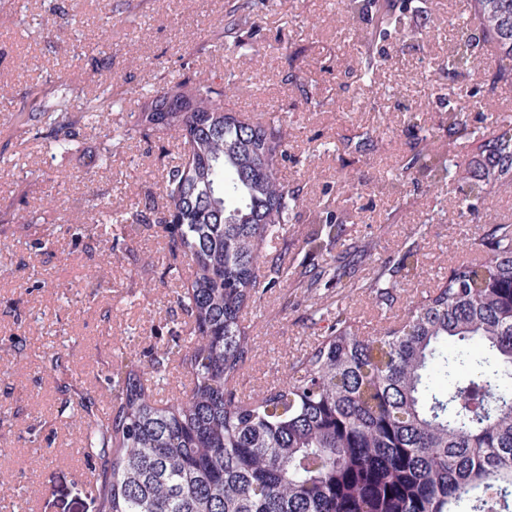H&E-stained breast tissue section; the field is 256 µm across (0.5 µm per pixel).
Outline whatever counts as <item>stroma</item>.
<instances>
[{
  "label": "stroma",
  "mask_w": 512,
  "mask_h": 512,
  "mask_svg": "<svg viewBox=\"0 0 512 512\" xmlns=\"http://www.w3.org/2000/svg\"><path fill=\"white\" fill-rule=\"evenodd\" d=\"M245 3L0 0V512H96L81 399L107 410L113 367L130 361L147 371L164 351L186 349L176 297L192 277L167 275L163 231H117L95 209L141 201L157 191L161 161L179 158L178 139L164 132L128 141L111 169L98 166L105 133L118 118L140 115L153 87L222 79L225 108L253 121L277 116L288 133L278 177L303 199L286 226L291 273L260 288L242 313L251 353L236 379L240 396L277 384L337 312L359 334H376L450 269L481 261L474 242L490 230L486 214L512 224L511 183L468 195L478 176L471 160L497 133L482 79L448 71L470 0H433L414 33L383 36L377 12L388 0L351 21L337 0H266L250 7L240 49L224 23ZM364 50L386 60L371 82L359 77ZM62 78L78 89L74 110L106 89L121 109H99L78 148L54 155L22 127ZM452 83L479 141L462 145L448 134ZM420 150L455 156L456 180L406 172ZM348 198L357 201L349 214ZM330 214L347 242L372 246L358 278L407 256L392 299L305 287L309 264L332 258L308 246Z\"/></svg>",
  "instance_id": "1"
}]
</instances>
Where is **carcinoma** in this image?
<instances>
[{
    "mask_svg": "<svg viewBox=\"0 0 512 512\" xmlns=\"http://www.w3.org/2000/svg\"><path fill=\"white\" fill-rule=\"evenodd\" d=\"M466 31L482 34L496 59L492 95L512 93V0H472ZM464 49L448 62L470 74ZM71 88L28 120L41 125L54 154L78 146L94 114L65 118ZM224 88L161 87L133 124L104 134L98 166L113 148L162 129L181 137L178 162L162 167L159 199L98 213L123 227H171L170 278L178 259L195 278L177 298L190 320L180 365L192 387L173 403L157 400L135 365L112 372L109 411L81 401L93 417L84 448L97 462L90 494L97 512H512V224L496 223L476 246L482 262L461 264L378 336L336 322L276 385L253 397L235 383L248 359L242 310L261 280L288 278L274 252L284 241L300 189L277 177L287 155L280 119L265 125L224 111ZM497 135L481 151L490 192L512 182V115L493 102ZM448 131L475 137L466 107L448 103ZM407 167L427 179L455 180L451 156L418 152ZM344 229L327 224L316 248L329 250ZM384 265L351 288L388 295ZM345 266L311 271L308 287L340 285Z\"/></svg>",
    "mask_w": 512,
    "mask_h": 512,
    "instance_id": "cac0c4a2",
    "label": "carcinoma"
}]
</instances>
